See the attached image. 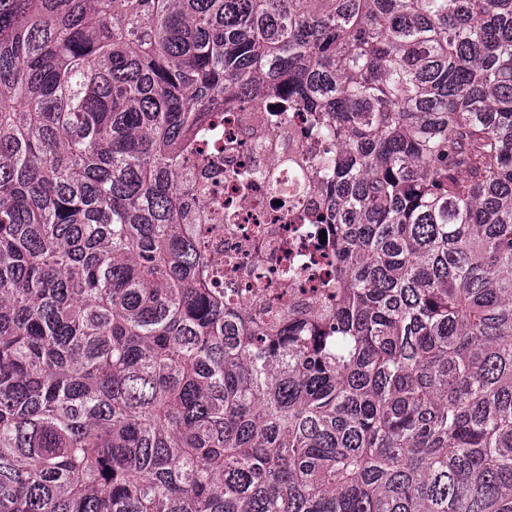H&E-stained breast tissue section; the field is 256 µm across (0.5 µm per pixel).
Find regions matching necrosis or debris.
Segmentation results:
<instances>
[{
	"instance_id": "4bbe7bcc",
	"label": "necrosis or debris",
	"mask_w": 512,
	"mask_h": 512,
	"mask_svg": "<svg viewBox=\"0 0 512 512\" xmlns=\"http://www.w3.org/2000/svg\"><path fill=\"white\" fill-rule=\"evenodd\" d=\"M303 113L291 119L244 107L224 115V180L210 184L208 197L222 204L224 234L216 244L224 254V285L234 303L273 316L297 305H312L336 263L332 243L301 214L316 207L313 194L297 195L298 174L289 154L305 151L298 135ZM250 172L241 188L238 175Z\"/></svg>"
}]
</instances>
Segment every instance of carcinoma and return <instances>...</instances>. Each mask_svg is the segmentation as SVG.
Instances as JSON below:
<instances>
[{"label":"carcinoma","instance_id":"obj_1","mask_svg":"<svg viewBox=\"0 0 512 512\" xmlns=\"http://www.w3.org/2000/svg\"><path fill=\"white\" fill-rule=\"evenodd\" d=\"M308 112L305 312L224 297V107ZM0 512H512V0H0Z\"/></svg>","mask_w":512,"mask_h":512}]
</instances>
